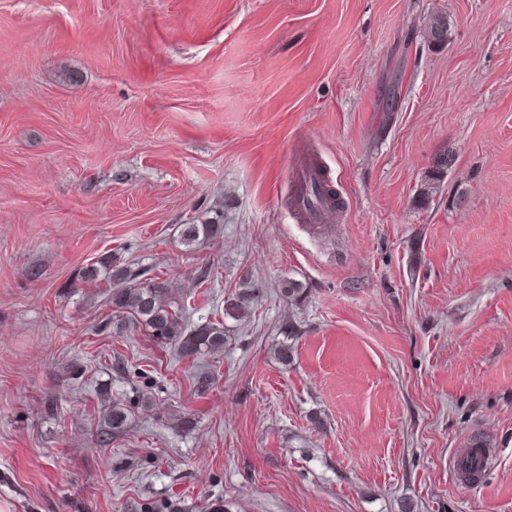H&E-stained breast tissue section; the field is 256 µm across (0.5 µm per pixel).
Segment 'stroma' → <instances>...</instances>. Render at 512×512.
I'll return each mask as SVG.
<instances>
[{"label":"stroma","instance_id":"1","mask_svg":"<svg viewBox=\"0 0 512 512\" xmlns=\"http://www.w3.org/2000/svg\"><path fill=\"white\" fill-rule=\"evenodd\" d=\"M103 259L223 352L113 334ZM151 496L512 512V0H0V512ZM317 179L320 180V177L316 171V169L312 165H306L304 166L301 171L297 175V195H296V205L299 210V212L302 214L304 219H306L308 222H320L325 214V211L319 210V211H309L302 207V205L299 204V196L301 192V188L303 185H305V181H309L310 179ZM321 181V180H320ZM132 410L127 405L113 403L96 429V442L102 447H108L112 440L124 435L130 426Z\"/></svg>","mask_w":512,"mask_h":512}]
</instances>
